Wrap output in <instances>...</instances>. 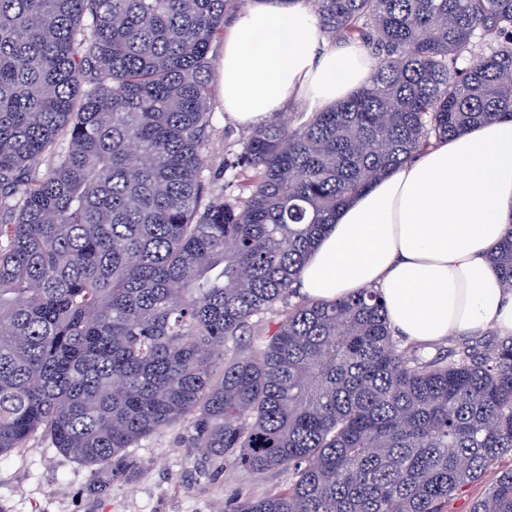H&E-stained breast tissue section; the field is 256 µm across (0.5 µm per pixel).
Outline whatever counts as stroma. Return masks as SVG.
I'll return each mask as SVG.
<instances>
[{
    "label": "stroma",
    "instance_id": "obj_1",
    "mask_svg": "<svg viewBox=\"0 0 512 512\" xmlns=\"http://www.w3.org/2000/svg\"><path fill=\"white\" fill-rule=\"evenodd\" d=\"M210 92L213 119L204 180L208 188L236 197L240 190L227 182L222 162L228 149H240L249 134L226 116L219 84H212ZM187 432L186 424L179 423L130 449L137 462L134 476L114 479L104 494L92 489V467L34 439L0 457V504L8 512H224L235 497L287 487L284 472L256 474L230 462L216 469L200 449L183 444Z\"/></svg>",
    "mask_w": 512,
    "mask_h": 512
}]
</instances>
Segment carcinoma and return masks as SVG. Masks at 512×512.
I'll return each instance as SVG.
<instances>
[{"label":"carcinoma","mask_w":512,"mask_h":512,"mask_svg":"<svg viewBox=\"0 0 512 512\" xmlns=\"http://www.w3.org/2000/svg\"><path fill=\"white\" fill-rule=\"evenodd\" d=\"M247 0H0V457L40 435L129 476L180 421L218 469L288 473L230 512H512V336L405 348L373 288H292L351 197L512 118V0H310L369 83L276 115L206 192L213 42ZM49 158L51 165L37 170ZM512 291V228L492 255ZM489 478L483 482H477L472 485L466 486L452 497L448 502L446 512H469V505L471 501L482 496L489 483Z\"/></svg>","instance_id":"carcinoma-1"}]
</instances>
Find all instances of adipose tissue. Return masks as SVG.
<instances>
[{"label": "adipose tissue", "mask_w": 512, "mask_h": 512, "mask_svg": "<svg viewBox=\"0 0 512 512\" xmlns=\"http://www.w3.org/2000/svg\"><path fill=\"white\" fill-rule=\"evenodd\" d=\"M356 41L329 44L308 0H253L224 35V110L252 130L291 105L327 107L367 84ZM512 227V119L437 142L341 207L301 270V295L366 288L394 336L433 344L487 328L512 335V292L490 256Z\"/></svg>", "instance_id": "obj_1"}]
</instances>
